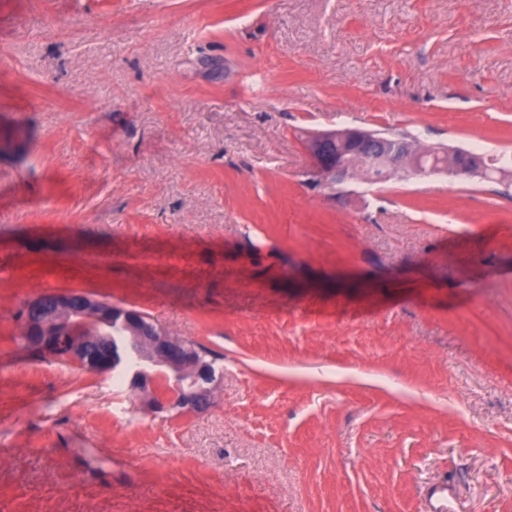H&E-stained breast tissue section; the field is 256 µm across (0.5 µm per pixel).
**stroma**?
Returning <instances> with one entry per match:
<instances>
[{"label":"stroma","mask_w":512,"mask_h":512,"mask_svg":"<svg viewBox=\"0 0 512 512\" xmlns=\"http://www.w3.org/2000/svg\"><path fill=\"white\" fill-rule=\"evenodd\" d=\"M344 128L512 155V0H0V512H512V178L332 187ZM58 289L214 405L30 357ZM25 346L46 358L64 357L86 370L107 374L125 367L132 368L126 352L113 344L128 337L137 353L132 374V389L148 393V404L155 412L177 410L179 413H199L213 403L217 389L214 359L218 356L208 347L189 341L214 359L204 361L195 349L171 336L164 328L145 321L144 313L98 300L76 290L40 293L28 299L21 308ZM112 329L129 331L110 333ZM95 335L96 341L109 346L103 358L85 353V336ZM142 343L149 347L144 353ZM165 390L158 388L159 381ZM454 489L448 483L432 486L426 497L428 512H450V500L454 497Z\"/></svg>","instance_id":"35a3bbf8"}]
</instances>
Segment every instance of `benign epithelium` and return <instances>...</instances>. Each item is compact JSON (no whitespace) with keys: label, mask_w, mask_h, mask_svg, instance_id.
Masks as SVG:
<instances>
[{"label":"benign epithelium","mask_w":512,"mask_h":512,"mask_svg":"<svg viewBox=\"0 0 512 512\" xmlns=\"http://www.w3.org/2000/svg\"><path fill=\"white\" fill-rule=\"evenodd\" d=\"M315 175L331 185L355 179L369 170L394 173L420 169L416 145L380 137L373 132L344 129L322 133L307 142ZM451 171L473 174L479 161L468 152H448ZM23 342L32 352L60 358L86 370L107 374L130 366L124 349L112 342L114 329L131 333L137 364L132 389L148 393L156 412L199 413L213 403L217 389L214 361L203 360L195 349L145 320L143 313L98 300L76 290L43 292L21 308Z\"/></svg>","instance_id":"obj_1"}]
</instances>
